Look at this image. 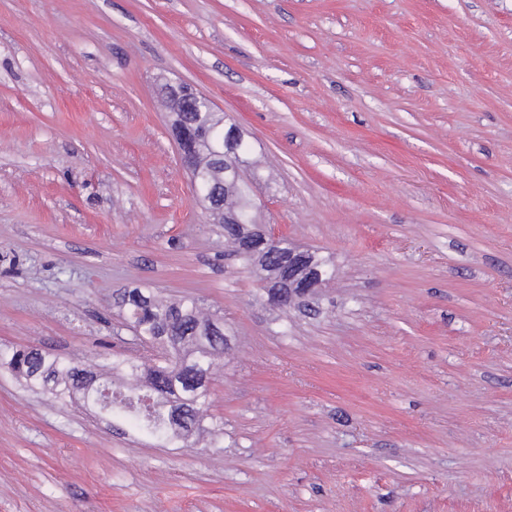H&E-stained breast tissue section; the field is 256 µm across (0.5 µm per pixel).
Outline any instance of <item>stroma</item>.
Wrapping results in <instances>:
<instances>
[{"label": "stroma", "instance_id": "obj_1", "mask_svg": "<svg viewBox=\"0 0 512 512\" xmlns=\"http://www.w3.org/2000/svg\"><path fill=\"white\" fill-rule=\"evenodd\" d=\"M167 82L333 266L312 305L225 254ZM143 284L224 317L223 447L0 370V512H512V0H0V347L83 359Z\"/></svg>", "mask_w": 512, "mask_h": 512}]
</instances>
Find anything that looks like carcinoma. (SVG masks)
Listing matches in <instances>:
<instances>
[{
	"label": "carcinoma",
	"instance_id": "carcinoma-1",
	"mask_svg": "<svg viewBox=\"0 0 512 512\" xmlns=\"http://www.w3.org/2000/svg\"><path fill=\"white\" fill-rule=\"evenodd\" d=\"M173 124L185 122L199 133L198 168L203 182L220 190L224 213L211 214L224 231V242L245 266L257 264L274 286L288 282V252L294 247L285 238L262 242L255 231V204L250 196L257 170L235 173L224 166V147H216L214 129L223 114L205 108L173 112ZM243 218L241 224L224 223V214ZM296 273L300 280L322 284L334 270L308 251ZM116 304L135 339L159 344L163 354L146 365L120 352L100 351L92 360H103V371L92 364L52 357L34 348H0V369L15 374L31 390L60 404L80 397L106 414L131 418L137 431L169 443H191L201 434L212 448L224 447L223 418L210 413V382L217 358L224 355L227 336L224 319L207 314L199 299L186 295L176 301L161 298L150 288L124 290Z\"/></svg>",
	"mask_w": 512,
	"mask_h": 512
}]
</instances>
